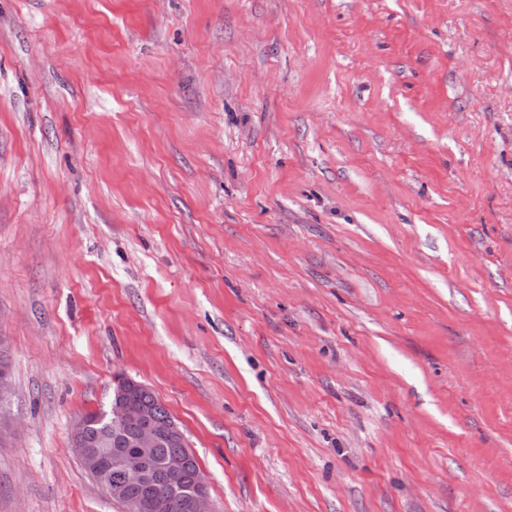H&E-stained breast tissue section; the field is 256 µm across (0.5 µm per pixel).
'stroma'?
<instances>
[{"label": "stroma", "mask_w": 512, "mask_h": 512, "mask_svg": "<svg viewBox=\"0 0 512 512\" xmlns=\"http://www.w3.org/2000/svg\"><path fill=\"white\" fill-rule=\"evenodd\" d=\"M0 336V512L119 376L213 512H512V0H0Z\"/></svg>", "instance_id": "35a3bbf8"}]
</instances>
